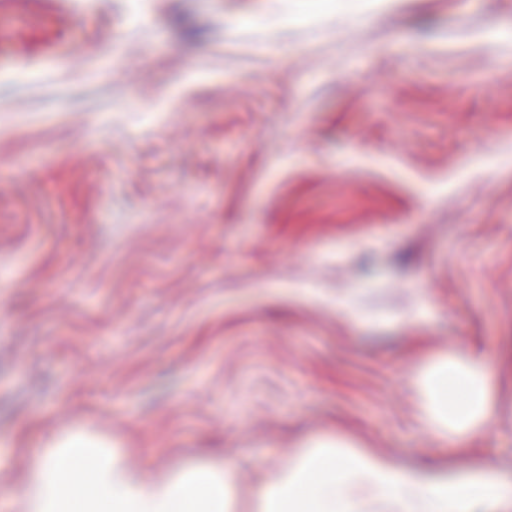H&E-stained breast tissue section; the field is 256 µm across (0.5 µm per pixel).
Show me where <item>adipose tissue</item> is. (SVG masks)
Masks as SVG:
<instances>
[{
	"label": "adipose tissue",
	"instance_id": "ef3b65f1",
	"mask_svg": "<svg viewBox=\"0 0 512 512\" xmlns=\"http://www.w3.org/2000/svg\"><path fill=\"white\" fill-rule=\"evenodd\" d=\"M436 413L466 429L487 412L486 371L470 358L438 371L433 379ZM331 468V483L313 488L310 475ZM90 472L88 489L76 498L58 493L64 473ZM431 463L403 471L394 464L341 442L306 448L288 470L267 479L259 491L260 512H357L361 498L393 501L397 512H474L488 498H512V480L490 471L435 477ZM235 484L230 469L213 461L191 464L173 475L119 465L116 453L86 448L38 452L33 480L15 501L16 512H226Z\"/></svg>",
	"mask_w": 512,
	"mask_h": 512
}]
</instances>
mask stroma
<instances>
[{
  "mask_svg": "<svg viewBox=\"0 0 512 512\" xmlns=\"http://www.w3.org/2000/svg\"><path fill=\"white\" fill-rule=\"evenodd\" d=\"M72 436L512 477V0H0V512ZM436 401L435 412L445 415V390L453 384L463 393L460 402L448 406V421L458 429H466L487 412L486 371L482 360L470 358L451 364L447 370L438 371L433 379Z\"/></svg>",
  "mask_w": 512,
  "mask_h": 512,
  "instance_id": "35a3bbf8",
  "label": "stroma"
}]
</instances>
